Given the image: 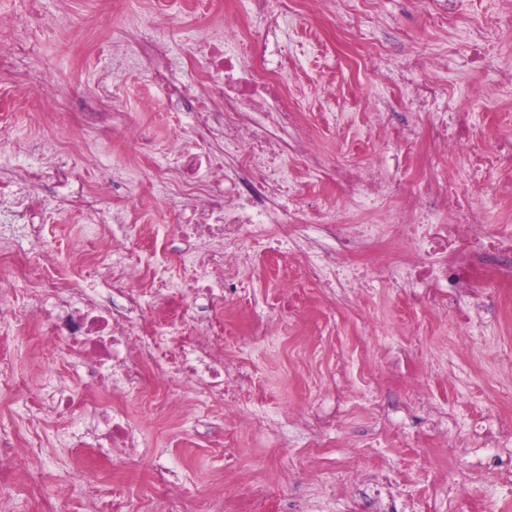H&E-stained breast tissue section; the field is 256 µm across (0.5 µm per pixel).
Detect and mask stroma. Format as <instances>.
Listing matches in <instances>:
<instances>
[{"label": "stroma", "mask_w": 512, "mask_h": 512, "mask_svg": "<svg viewBox=\"0 0 512 512\" xmlns=\"http://www.w3.org/2000/svg\"><path fill=\"white\" fill-rule=\"evenodd\" d=\"M156 0L128 8L125 0H0V15L18 17L13 41L28 53L9 56L0 68V180L27 162L22 146L64 157L85 190L101 177L112 188L109 212L128 224L164 222L179 204L156 178L173 148L171 108L144 62V44L168 43V63L186 82L196 74L188 61L191 31L220 40L224 23L190 13L189 0H165L173 23L152 25ZM358 16L353 34L340 30L337 9ZM504 0H456L458 26L491 29L497 46L493 69L474 71L463 63L469 51L459 40L446 68L430 72L444 88L448 108L467 113L484 149L512 142V22L502 21ZM282 44L272 45L267 63L288 82L313 148L339 153L352 145L361 162L392 173L384 139L369 122L373 111L409 115L406 96H390L373 72L352 71L348 58L356 43L387 44L405 50L428 44L434 54L448 45L421 0H326L308 12L298 0L283 27ZM54 76L43 89L30 78L41 70ZM500 86L494 97H476L478 88ZM106 113L119 131L136 121L152 128L154 151L135 162L133 143L102 139L87 113ZM479 182L477 204L487 223L512 222V198L500 195L488 170L466 159L437 152L421 132L407 181L433 170ZM39 207L44 238L25 247L26 256L47 252L66 261L65 229L91 225L89 215L66 212L49 193ZM275 258L258 255L241 270L245 297L238 312L224 318L228 359L255 372V386L241 394V407L259 414L236 429L225 447L208 426L179 434L140 403H133L142 438L139 467L116 468L112 477L139 508L152 490L155 459L186 471L198 493L224 483L229 512H512V485L497 477L512 468V443L496 447L486 437L512 428V278L479 298L468 324L453 313L435 317L434 302L413 303L414 289L394 291L382 279L325 297L296 275L288 329L280 336L254 333L257 315L278 316ZM0 343L13 355L23 387L0 383V423L25 432L26 417L42 380L67 372L58 358L35 362L30 333L0 321ZM337 418L336 428L311 436L295 425V414ZM35 452L44 483L68 484L72 512H90L91 490L75 465L63 429L40 432Z\"/></svg>", "instance_id": "stroma-1"}]
</instances>
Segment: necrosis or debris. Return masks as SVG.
<instances>
[{
	"label": "necrosis or debris",
	"mask_w": 512,
	"mask_h": 512,
	"mask_svg": "<svg viewBox=\"0 0 512 512\" xmlns=\"http://www.w3.org/2000/svg\"><path fill=\"white\" fill-rule=\"evenodd\" d=\"M250 4L249 12L239 16L234 0H216L215 9L231 16L233 23L225 39L193 43L197 82L169 80L159 65L167 57L166 48L151 44L148 61L156 78L166 82L170 101L190 108L193 116L187 141L177 146L173 163L159 171L160 176H174L187 198L174 211L173 230L185 244L177 258L169 257L166 239L159 235L153 255L131 264L137 225L126 224L118 231L95 225L93 243H77L72 259L92 270L107 290L67 298V278L50 256L17 265L8 253L21 241L45 235V224L35 219L34 192L64 189L66 206L96 213L103 209L102 191L71 190L74 175L62 160L24 167L19 181L0 184V280L34 276L39 282L22 310L0 292V319L34 328L36 353L58 351L75 369L74 381L42 384L51 402L35 406L32 427L66 426L72 447L85 457L107 448L113 464H139L140 435L131 420L130 400L142 401L157 416L198 424L237 405L254 378L227 361L224 339L217 332L187 326L189 299L183 293L191 291V299L206 301L208 313L223 316L240 293V270L260 252L289 250L329 294L344 283L366 280L368 270L353 258L385 241L395 248L386 252L380 271L398 288H444L454 300L512 276V232L484 224L470 183L451 184L435 174L405 191L400 182L383 181L368 168L334 163L310 151L300 136L303 124L292 95L266 64L270 39L288 13L287 0ZM371 55L393 67L395 84L415 106L414 117H421L428 103L441 96V88L424 77L439 60L424 48L403 55L379 45ZM372 121L384 127L393 145L394 169H406L416 127L392 123L386 112L373 113ZM430 128L444 152L472 151L463 113H432ZM292 131L297 134L293 140L288 137ZM218 135L224 138L220 156L208 151ZM292 155L356 206L386 209L401 192L404 208L385 224L329 220L312 210L313 221L336 245L332 253L314 250L308 245V225L289 218ZM449 211L454 214L450 224L442 219ZM34 446V441L0 430V512L15 492L37 498L43 512H64L69 492L40 483ZM153 474L157 502L145 512H224L223 491L196 496L178 471L161 460Z\"/></svg>",
	"instance_id": "necrosis-or-debris-1"
}]
</instances>
